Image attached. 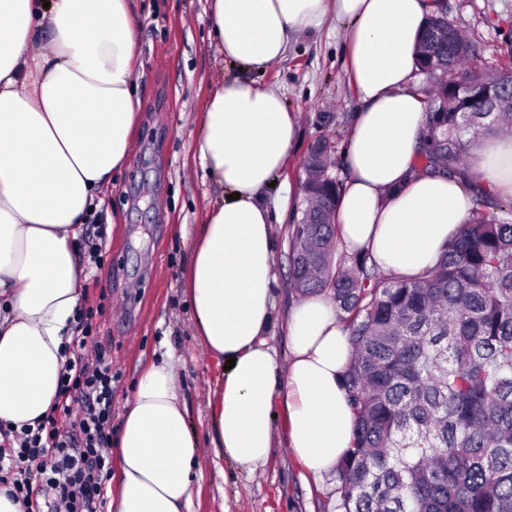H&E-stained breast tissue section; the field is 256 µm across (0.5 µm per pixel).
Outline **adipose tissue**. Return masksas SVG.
I'll list each match as a JSON object with an SVG mask.
<instances>
[{
  "mask_svg": "<svg viewBox=\"0 0 512 512\" xmlns=\"http://www.w3.org/2000/svg\"><path fill=\"white\" fill-rule=\"evenodd\" d=\"M208 3L219 54L250 70L280 61L327 16L346 20L360 107L334 222L347 251H369L385 273L432 267L467 220L470 194L462 181L412 173L426 112L414 79L426 0ZM137 55L131 0H0V421L35 423L56 395L85 277L74 242L130 153ZM297 123L280 89L237 80L214 88L195 149L227 196L203 223L180 225L191 251L181 279L195 334L225 368L208 396L216 447L252 474L282 444L317 480L352 446L347 333L335 305L314 294L288 313L286 365L266 340L276 316L262 192L286 167ZM471 178L512 198V135L481 145ZM178 376L170 362L150 365L127 399L109 512H190L204 455Z\"/></svg>",
  "mask_w": 512,
  "mask_h": 512,
  "instance_id": "ef3b65f1",
  "label": "adipose tissue"
}]
</instances>
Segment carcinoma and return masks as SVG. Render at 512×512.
<instances>
[{
    "label": "carcinoma",
    "instance_id": "carcinoma-1",
    "mask_svg": "<svg viewBox=\"0 0 512 512\" xmlns=\"http://www.w3.org/2000/svg\"><path fill=\"white\" fill-rule=\"evenodd\" d=\"M476 42L441 5L420 37L417 71L442 87L483 83ZM512 94V66L492 75ZM425 133L414 172L464 178L471 140L505 132L495 111L434 112L420 83ZM311 213L289 225L290 287L336 305L352 346L343 377L355 416L352 447L323 510L512 512V199L472 191L470 217L437 264L416 277L385 274L367 252L339 254L331 214L343 182L323 187L331 161L310 153Z\"/></svg>",
    "mask_w": 512,
    "mask_h": 512
}]
</instances>
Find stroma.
<instances>
[{"mask_svg": "<svg viewBox=\"0 0 512 512\" xmlns=\"http://www.w3.org/2000/svg\"><path fill=\"white\" fill-rule=\"evenodd\" d=\"M447 17L472 34L483 64L494 69L507 63L512 44V0H442ZM138 71L136 95L140 120L134 145L122 171L98 209L104 235L100 258L86 244L78 256L88 268L83 306L104 303L96 317L99 334L112 345L113 424H120L124 405L142 367L168 358L180 372L181 393L189 421L208 462L191 512H319L335 483L304 482L286 449L273 452L269 466L247 476L211 447L216 428L207 395L220 373L194 335L191 310L181 289V273L190 246L179 235L183 224L203 223L222 192L205 176L193 148L205 104L216 83L239 80L276 87L289 110L299 113L296 139L287 168L263 192L274 215L275 283L278 321L268 341L279 362L288 359L283 321L296 296L289 282L288 227L298 217L302 161L320 138L343 143L359 101L347 75V54L340 37L342 20L328 17L291 42L277 64L264 72L239 70L215 47L208 0H137ZM108 300H100L101 289Z\"/></svg>", "mask_w": 512, "mask_h": 512, "instance_id": "obj_1", "label": "stroma"}]
</instances>
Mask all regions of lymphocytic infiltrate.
Here are the masks:
<instances>
[{
	"mask_svg": "<svg viewBox=\"0 0 512 512\" xmlns=\"http://www.w3.org/2000/svg\"><path fill=\"white\" fill-rule=\"evenodd\" d=\"M78 309L56 398L41 421L0 423V489L29 512H103L112 476V348Z\"/></svg>",
	"mask_w": 512,
	"mask_h": 512,
	"instance_id": "lymphocytic-infiltrate-1",
	"label": "lymphocytic infiltrate"
}]
</instances>
